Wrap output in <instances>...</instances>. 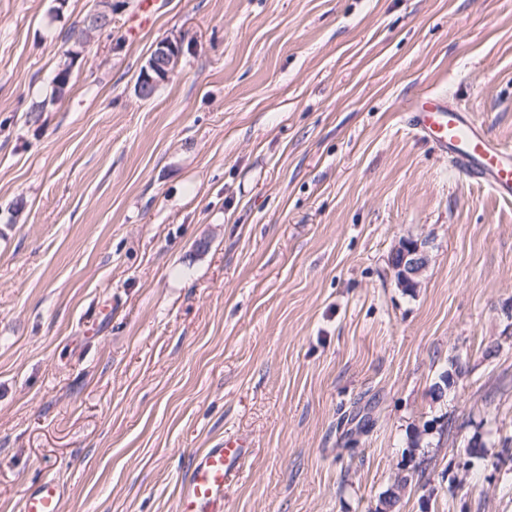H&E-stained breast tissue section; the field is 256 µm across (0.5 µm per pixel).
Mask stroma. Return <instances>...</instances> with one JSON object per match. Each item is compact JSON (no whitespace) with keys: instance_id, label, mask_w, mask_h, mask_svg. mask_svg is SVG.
I'll return each mask as SVG.
<instances>
[{"instance_id":"35a3bbf8","label":"stroma","mask_w":512,"mask_h":512,"mask_svg":"<svg viewBox=\"0 0 512 512\" xmlns=\"http://www.w3.org/2000/svg\"><path fill=\"white\" fill-rule=\"evenodd\" d=\"M97 4L0 0V512L52 476L64 512H177L229 434L224 512H373L416 434L398 512H512V200L403 114L446 94L512 151V0H166L135 40L112 0L57 92ZM477 432L495 465L452 483ZM108 6H100L91 12L84 20L83 32L80 36V42H89L95 34L106 30L112 25V0L107 1ZM78 25H74L71 27L64 38L65 43H71V47L66 49L63 54L62 58L60 60V63L58 64V71L56 74V84L58 90L61 92L64 90V87L68 85L69 77L71 74V68L73 66L74 59L76 57L77 49L74 50L73 48L78 47L77 42L75 39V35L77 32ZM181 47L178 41L163 39L156 43L150 58L141 70L137 93L142 99L151 98L161 82L171 78L178 70ZM399 255L396 265L391 263L393 276L398 288H418L423 272L429 265L430 255L425 240L402 239L394 248L392 256Z\"/></svg>"}]
</instances>
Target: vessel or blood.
<instances>
[{
    "mask_svg": "<svg viewBox=\"0 0 512 512\" xmlns=\"http://www.w3.org/2000/svg\"><path fill=\"white\" fill-rule=\"evenodd\" d=\"M407 125L415 135L448 152L459 175L512 200V154L490 140L471 117L433 94L410 108ZM245 453L244 441L233 437L195 452L189 475L180 488L177 512H224V488L238 476ZM63 500V487L47 478L28 490L24 512H62Z\"/></svg>",
    "mask_w": 512,
    "mask_h": 512,
    "instance_id": "1",
    "label": "vessel or blood"
}]
</instances>
